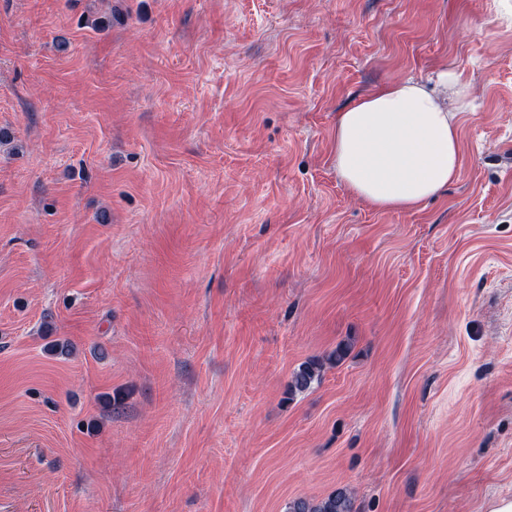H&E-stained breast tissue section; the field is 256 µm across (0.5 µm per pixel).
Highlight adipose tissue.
<instances>
[{
    "instance_id": "adipose-tissue-1",
    "label": "adipose tissue",
    "mask_w": 512,
    "mask_h": 512,
    "mask_svg": "<svg viewBox=\"0 0 512 512\" xmlns=\"http://www.w3.org/2000/svg\"><path fill=\"white\" fill-rule=\"evenodd\" d=\"M440 90L419 79L382 85L336 116L333 165L347 191L385 211H414L461 170L458 115L470 89L442 70Z\"/></svg>"
}]
</instances>
